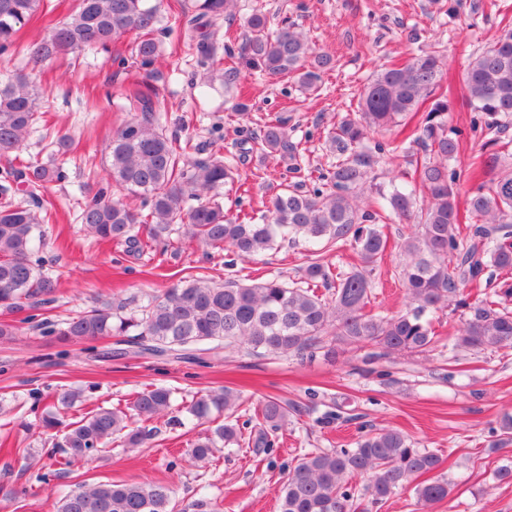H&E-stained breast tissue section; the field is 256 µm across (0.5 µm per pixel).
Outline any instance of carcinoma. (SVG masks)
Here are the masks:
<instances>
[{"label":"carcinoma","instance_id":"carcinoma-1","mask_svg":"<svg viewBox=\"0 0 512 512\" xmlns=\"http://www.w3.org/2000/svg\"><path fill=\"white\" fill-rule=\"evenodd\" d=\"M45 0H0V53L20 46L23 29ZM177 24L161 26L160 0H76L75 10L51 26L43 37L25 47L28 63L37 67L76 50L106 49L122 35H138L134 53L146 81L125 93L122 110L132 117L112 132L105 150L108 178L85 201L78 215L89 233L102 241L125 244L140 253L158 244L171 245V235L214 250H226L244 260L276 249L288 241L306 247V262L298 275L285 279L268 274L249 283L228 279L219 284L202 278L185 280L155 296L136 314L128 302L95 305L54 324L35 310L54 292L45 261L34 257L36 233L43 223V200L37 194L53 182H63V166L20 161V153L41 120L42 102L24 74L0 80V310L23 306L33 310L29 329L43 336L92 341L126 336L142 353L197 362L223 350L246 348L257 357L312 358L319 351L336 354V345L373 346L371 358L425 353L439 347L440 337L428 314L444 307L458 314L459 328L448 352L512 348V141L500 134L512 126V21L497 40L472 57L464 70L462 89L477 112L472 132L487 137L485 149L469 158L471 177L479 181L466 199L457 201L456 172L448 162L462 149L459 132L449 126L448 94L440 85L444 49L438 43L423 54L377 72L363 87L357 111L342 116L325 137L333 162L319 182L285 185L264 207L262 224L245 223L216 201L224 185L240 178V165L252 150L278 157L299 172L304 163L298 146L288 139V118L265 123L259 134L239 142L226 156L217 141L181 144L161 126L172 109L156 67L160 43L155 34L179 30L195 45L199 63L211 76L222 78L224 90L238 79V69H224L220 51L233 55L219 41L221 22L234 17L238 0H173ZM242 62L269 77L292 76L304 91L318 90L321 70L331 57L313 51L307 36L288 24L270 31L266 13L255 8L246 19ZM370 130L386 137L366 143ZM419 150L407 155V181L385 192L374 187L379 159L395 150L396 141ZM28 188L29 199L8 198L11 184ZM118 189L141 199L145 214L112 194ZM411 225L399 245L404 255L397 276L406 291L404 312L380 316L366 311L370 276L389 249L383 225ZM351 248L357 264L333 271L324 255ZM324 292H319V288ZM84 390L63 387L53 410L42 416L44 428H63L52 454L62 467L37 476L43 484L64 468L85 461L114 437L129 446L153 436L144 426L171 412L173 391L154 386L136 395L131 412L98 406L72 422L63 416L84 404ZM239 393L224 387L190 401L186 412L195 419L224 413V424L196 442L190 457L203 462L217 444L249 440L272 450L276 433L288 421L291 407L275 398L264 401L253 416L240 420ZM141 426L132 429L133 419ZM491 447L512 442V415L491 429ZM442 459L416 447L400 430L382 428L363 436L353 448L310 451L289 469L280 488V512H352L359 497L372 506L383 504L394 490L414 484L418 503L430 508L448 499L451 483L438 475ZM364 481L358 491L353 480ZM50 512H177L173 489L162 482H115L82 485L51 503ZM182 512H220L211 498H197Z\"/></svg>","mask_w":512,"mask_h":512}]
</instances>
